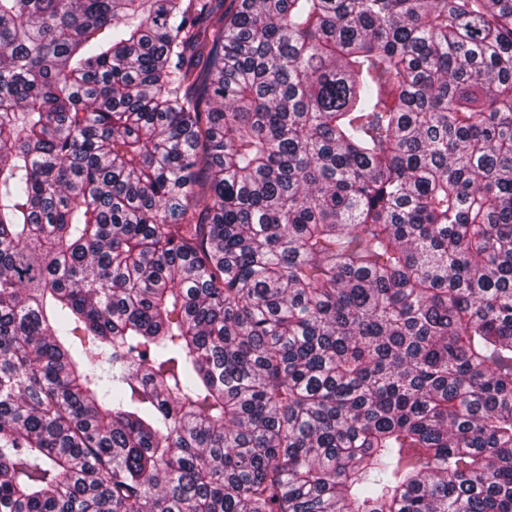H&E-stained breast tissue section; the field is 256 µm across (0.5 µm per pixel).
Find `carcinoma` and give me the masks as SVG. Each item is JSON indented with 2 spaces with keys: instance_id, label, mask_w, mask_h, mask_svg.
Instances as JSON below:
<instances>
[{
  "instance_id": "obj_1",
  "label": "carcinoma",
  "mask_w": 512,
  "mask_h": 512,
  "mask_svg": "<svg viewBox=\"0 0 512 512\" xmlns=\"http://www.w3.org/2000/svg\"><path fill=\"white\" fill-rule=\"evenodd\" d=\"M0 512H512V0H0Z\"/></svg>"
}]
</instances>
